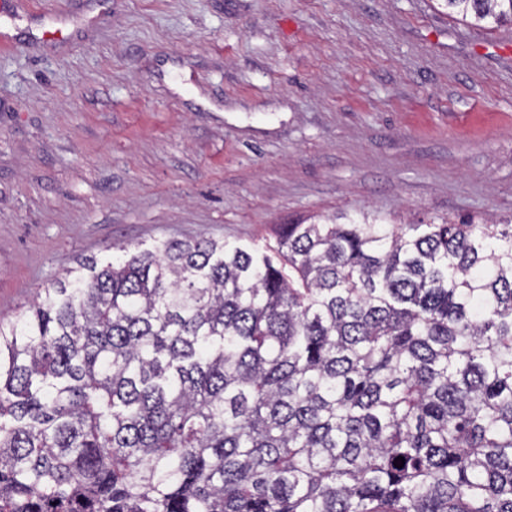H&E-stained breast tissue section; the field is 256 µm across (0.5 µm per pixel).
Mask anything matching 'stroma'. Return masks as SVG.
I'll return each instance as SVG.
<instances>
[{"label": "stroma", "instance_id": "35a3bbf8", "mask_svg": "<svg viewBox=\"0 0 512 512\" xmlns=\"http://www.w3.org/2000/svg\"><path fill=\"white\" fill-rule=\"evenodd\" d=\"M0 11V321L86 258L318 215L512 218V26L440 0Z\"/></svg>", "mask_w": 512, "mask_h": 512}]
</instances>
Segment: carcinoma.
I'll use <instances>...</instances> for the list:
<instances>
[{"instance_id": "obj_1", "label": "carcinoma", "mask_w": 512, "mask_h": 512, "mask_svg": "<svg viewBox=\"0 0 512 512\" xmlns=\"http://www.w3.org/2000/svg\"><path fill=\"white\" fill-rule=\"evenodd\" d=\"M344 219L121 246L1 322L0 512H512V224Z\"/></svg>"}]
</instances>
